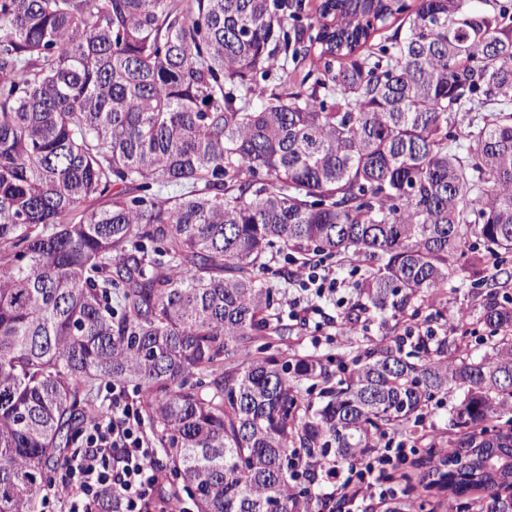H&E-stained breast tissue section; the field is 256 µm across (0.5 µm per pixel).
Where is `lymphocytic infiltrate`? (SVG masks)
Masks as SVG:
<instances>
[{
  "label": "lymphocytic infiltrate",
  "instance_id": "1",
  "mask_svg": "<svg viewBox=\"0 0 512 512\" xmlns=\"http://www.w3.org/2000/svg\"><path fill=\"white\" fill-rule=\"evenodd\" d=\"M346 284L320 259L304 262L294 275L283 310L289 320L309 325L320 315L321 300L340 294ZM107 405L82 430L79 446L68 449L64 467L39 493L42 512H177L175 497L167 493V475L155 464L159 450L145 426L141 393L125 383L105 384ZM404 446L381 447L344 468L323 471L324 496L353 506L368 499L387 500L395 488L386 483L396 462L407 459Z\"/></svg>",
  "mask_w": 512,
  "mask_h": 512
}]
</instances>
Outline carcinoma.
<instances>
[{"label":"carcinoma","mask_w":512,"mask_h":512,"mask_svg":"<svg viewBox=\"0 0 512 512\" xmlns=\"http://www.w3.org/2000/svg\"><path fill=\"white\" fill-rule=\"evenodd\" d=\"M302 12L0 0V512H35L99 380L145 393L198 512H342L318 495L321 466L407 432L440 395L450 451L422 449L419 483L512 512V0ZM314 52L322 69L266 94L278 58ZM275 250L363 255L365 302L405 328L448 300V277L496 262L458 307L466 325L427 346L364 336L347 364L288 353L262 279Z\"/></svg>","instance_id":"cac0c4a2"}]
</instances>
